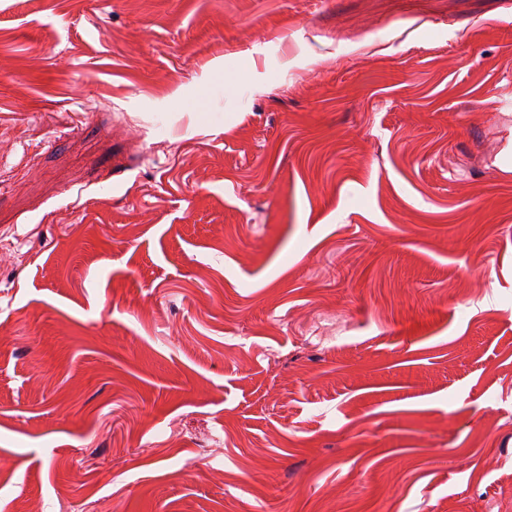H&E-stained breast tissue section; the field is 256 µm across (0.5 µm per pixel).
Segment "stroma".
<instances>
[{
	"mask_svg": "<svg viewBox=\"0 0 512 512\" xmlns=\"http://www.w3.org/2000/svg\"><path fill=\"white\" fill-rule=\"evenodd\" d=\"M83 502L512 512V0H0V512Z\"/></svg>",
	"mask_w": 512,
	"mask_h": 512,
	"instance_id": "obj_1",
	"label": "stroma"
}]
</instances>
